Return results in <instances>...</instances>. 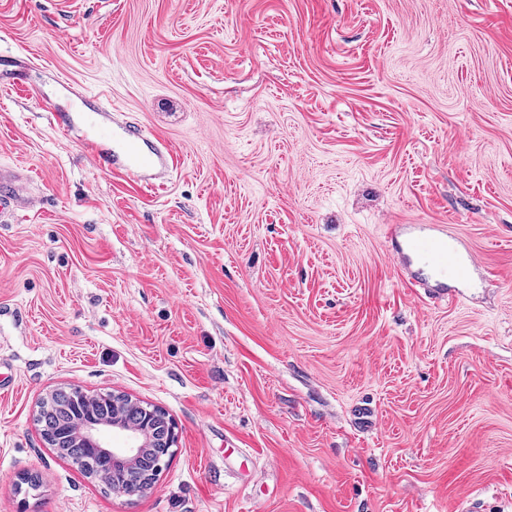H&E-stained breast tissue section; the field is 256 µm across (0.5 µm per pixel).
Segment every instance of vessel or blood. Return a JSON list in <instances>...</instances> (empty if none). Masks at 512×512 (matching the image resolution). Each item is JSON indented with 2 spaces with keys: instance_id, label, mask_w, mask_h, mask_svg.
Wrapping results in <instances>:
<instances>
[{
  "instance_id": "1",
  "label": "vessel or blood",
  "mask_w": 512,
  "mask_h": 512,
  "mask_svg": "<svg viewBox=\"0 0 512 512\" xmlns=\"http://www.w3.org/2000/svg\"><path fill=\"white\" fill-rule=\"evenodd\" d=\"M83 147L96 157L101 167L118 168L143 177L164 167L169 156L162 144L147 145L143 130L133 124L113 129L111 147H104L99 140L85 141ZM28 201L23 189L0 170V221L15 214ZM407 247L440 281L452 274L466 276L472 262L471 256L463 253L461 242L438 224L429 225L427 232L411 235Z\"/></svg>"
}]
</instances>
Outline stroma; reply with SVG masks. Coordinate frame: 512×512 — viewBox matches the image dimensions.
<instances>
[{
  "instance_id": "1",
  "label": "stroma",
  "mask_w": 512,
  "mask_h": 512,
  "mask_svg": "<svg viewBox=\"0 0 512 512\" xmlns=\"http://www.w3.org/2000/svg\"><path fill=\"white\" fill-rule=\"evenodd\" d=\"M14 73L0 512H512V0H0ZM80 96L173 167L101 168ZM393 224L478 265L426 294ZM70 386L173 419L147 493L42 440Z\"/></svg>"
}]
</instances>
